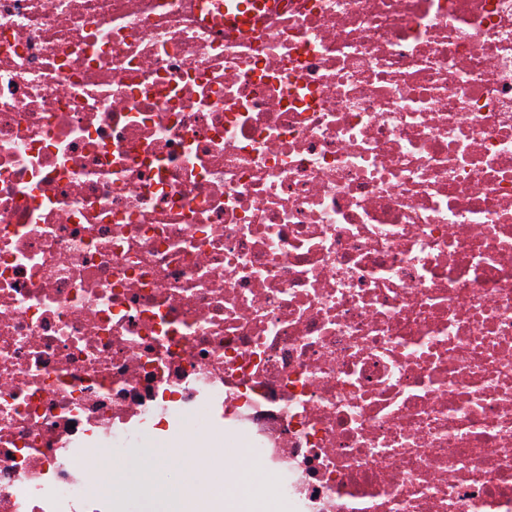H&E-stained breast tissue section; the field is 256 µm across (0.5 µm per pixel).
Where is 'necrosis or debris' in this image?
Listing matches in <instances>:
<instances>
[{
  "label": "necrosis or debris",
  "instance_id": "obj_1",
  "mask_svg": "<svg viewBox=\"0 0 512 512\" xmlns=\"http://www.w3.org/2000/svg\"><path fill=\"white\" fill-rule=\"evenodd\" d=\"M281 2L0 0V512H512V0ZM276 5L272 1L261 2L248 10L247 3L237 5L234 8L224 4V28H242L247 29L252 21L262 10H271ZM174 431L170 433H159L150 426H144L141 432V444L139 448H144L135 459H113L108 467L99 475V482L104 486L107 479L118 468H126L127 470V486L121 482H112V494L109 493V499L112 501V512H147L143 505L147 502L161 501L163 494L167 491L168 486L174 483H192L193 476L191 470H183L182 467L172 471L156 470L149 479H144L141 474L148 470L149 461L155 459L165 448H168L172 441ZM143 464L139 469V465ZM128 486L138 487L140 494L138 495L141 507L139 511H124L126 508V500L128 497ZM113 503L119 506V509L113 508Z\"/></svg>",
  "mask_w": 512,
  "mask_h": 512
}]
</instances>
